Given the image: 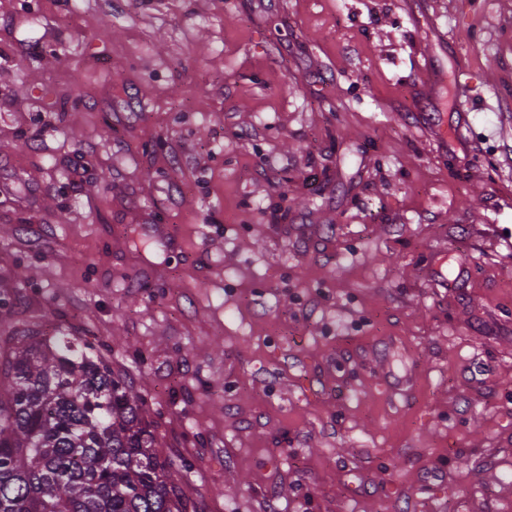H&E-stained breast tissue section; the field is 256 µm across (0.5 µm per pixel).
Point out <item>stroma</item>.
<instances>
[{
  "instance_id": "35a3bbf8",
  "label": "stroma",
  "mask_w": 512,
  "mask_h": 512,
  "mask_svg": "<svg viewBox=\"0 0 512 512\" xmlns=\"http://www.w3.org/2000/svg\"><path fill=\"white\" fill-rule=\"evenodd\" d=\"M0 298L188 512H512V0H0Z\"/></svg>"
}]
</instances>
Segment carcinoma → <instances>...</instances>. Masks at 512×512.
<instances>
[{
	"label": "carcinoma",
	"instance_id": "cac0c4a2",
	"mask_svg": "<svg viewBox=\"0 0 512 512\" xmlns=\"http://www.w3.org/2000/svg\"><path fill=\"white\" fill-rule=\"evenodd\" d=\"M178 476L94 345L0 317V512H187Z\"/></svg>",
	"mask_w": 512,
	"mask_h": 512
}]
</instances>
